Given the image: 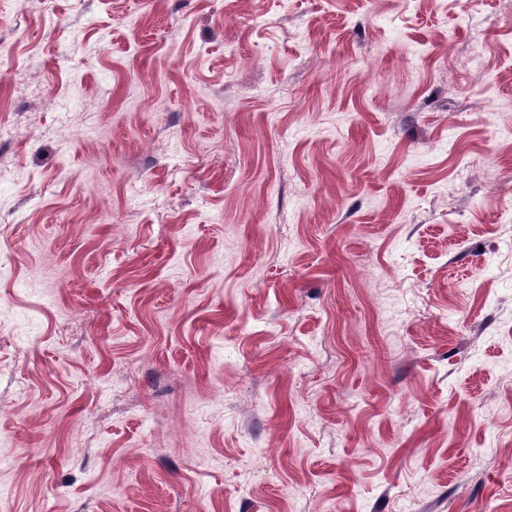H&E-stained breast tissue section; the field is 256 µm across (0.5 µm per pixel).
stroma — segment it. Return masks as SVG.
Masks as SVG:
<instances>
[{
	"label": "stroma",
	"mask_w": 512,
	"mask_h": 512,
	"mask_svg": "<svg viewBox=\"0 0 512 512\" xmlns=\"http://www.w3.org/2000/svg\"><path fill=\"white\" fill-rule=\"evenodd\" d=\"M0 512H512V0H0Z\"/></svg>",
	"instance_id": "35a3bbf8"
}]
</instances>
